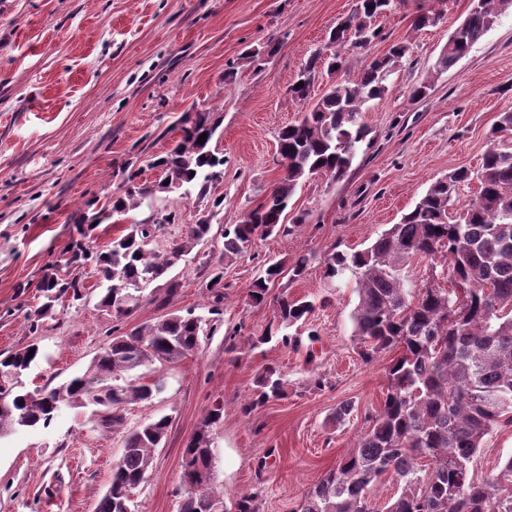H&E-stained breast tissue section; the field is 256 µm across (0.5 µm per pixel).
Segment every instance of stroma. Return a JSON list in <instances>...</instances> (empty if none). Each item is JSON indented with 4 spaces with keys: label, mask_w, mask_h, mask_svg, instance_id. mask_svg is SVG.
<instances>
[{
    "label": "stroma",
    "mask_w": 512,
    "mask_h": 512,
    "mask_svg": "<svg viewBox=\"0 0 512 512\" xmlns=\"http://www.w3.org/2000/svg\"><path fill=\"white\" fill-rule=\"evenodd\" d=\"M470 4L392 0L376 21L380 39L345 54V74L355 78L368 58L398 43L408 47L386 94L364 107L369 134L348 174L308 180L292 199L301 221L288 235L256 239L251 250L231 256L224 252L225 225L240 223L271 193L283 175L278 132L301 119L328 78L316 76L305 102L292 97L290 87L356 0H0V353L37 344L41 355L26 383L53 388L83 372L111 341L113 328L126 332L191 310L205 330L194 353L132 374L133 383L160 379L164 389L151 403L127 406L124 429H106L91 409L65 406L48 427L1 437L0 512H95L126 431L165 415L168 432L135 491V505L137 512H177L183 448L218 403L224 421L212 434L216 486L229 499L260 489V512H296L307 488L362 432L365 413L379 406L390 361L359 357L354 283L327 278L325 254L366 248L399 223L433 181L459 167L478 168L491 127L512 112V9L448 71L435 68ZM424 13L439 14V23L416 29ZM269 44L276 51L265 64L246 58V51ZM422 83L430 86L427 96L413 98V87ZM187 111L222 119L212 145L224 155L217 188L224 208L209 234L147 288L122 321L100 305L103 285L88 267L83 301L60 299L38 333H30L27 316L41 303L36 285L63 268L80 212L88 202L111 198L123 162L168 151ZM163 179L160 170H144L141 180L153 194L118 222L98 225L86 247H105L129 225L165 213L176 219L149 240V249L162 254L185 238L203 208L163 191ZM306 253L312 261L301 277L280 278L264 305L250 302L249 289L267 265H288ZM219 266L224 302L215 311L207 285ZM284 294L323 301L305 324L318 335L313 361L272 343L251 344L273 321ZM231 343L239 360L226 351ZM267 366L287 375L288 396L243 415L252 379ZM313 375L323 377L324 388L309 387ZM345 400L355 410L334 425L330 417ZM263 457L268 464L260 473ZM511 457L512 426H505L489 437L474 469L486 477Z\"/></svg>",
    "instance_id": "stroma-1"
}]
</instances>
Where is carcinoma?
I'll list each match as a JSON object with an SVG mask.
<instances>
[{
  "label": "carcinoma",
  "mask_w": 512,
  "mask_h": 512,
  "mask_svg": "<svg viewBox=\"0 0 512 512\" xmlns=\"http://www.w3.org/2000/svg\"><path fill=\"white\" fill-rule=\"evenodd\" d=\"M391 0H358L354 14L336 25L328 43V57L315 54L291 86L292 96L305 100L316 75L340 74L343 50H365L380 36L377 17ZM512 0H474L460 35L448 37L437 60L443 73L465 57L490 29ZM407 47L394 45L375 57L357 79L340 76L304 113L278 136V155L284 175L265 201L238 224L224 227V254L239 255L251 249L256 238L286 235L288 206L297 188L314 175L333 180L345 176L358 145L367 136L361 123L363 107L383 97L386 81ZM220 121L211 112H198L182 122L183 135L165 154L147 160L159 168L169 184L167 192H180L208 205L187 240L164 255L146 249L160 222L132 224L112 240L105 251H92L75 240L70 262L91 264L105 282L100 305L115 317L130 315L141 293L164 276L182 256L210 232L207 216L224 205L212 190L216 176L224 173V155L211 147ZM207 134L204 143L197 142ZM480 169L459 168L438 179L406 213L400 223L384 231L369 247L354 252L332 251L325 259L329 278L349 276L359 302L351 314L359 356L371 362L392 349L398 355L386 367L387 388L380 407L365 417L368 424L354 446L336 465L306 491L296 512H512V457L489 479L476 476L474 461L494 430L512 424V112H505L488 136ZM123 193L112 197L90 217L101 224L116 214L138 208L152 189L138 181L141 170L120 169ZM479 192L462 208H455L459 187L472 178ZM418 258L439 261L432 276L451 284L442 288L426 282L406 287V269ZM282 267L268 266L249 290L250 300L263 304L270 284ZM224 272L212 274L213 308L224 302ZM37 288L43 303L28 316L35 332L55 302L63 296L83 299L82 282L75 275L50 274ZM316 302L306 297H283L275 320L252 345L275 342L295 352L302 347L298 332L314 311ZM202 318L194 312L172 314L130 332L112 337V345L93 359L86 371L52 389H28L25 378L40 355L39 347L0 354V437L19 429L48 426L66 400L90 395L104 397V425L124 426V406L149 403L163 389L160 381L133 385L128 377L155 362L171 363L192 353L200 344ZM33 355H28V352ZM288 396V380L278 368L268 366L255 374L242 412L251 414L271 400ZM223 421V407L210 408L201 423L205 435ZM169 427L160 417L129 431L123 453L112 468L111 483L98 501L96 512H132L129 495L147 479L155 452ZM429 461L422 468L421 460ZM213 449L188 443L182 456L181 480L190 477L203 486L193 492L182 488L178 512H259V492H240L226 505L224 492L213 482ZM388 475L401 486L398 497L383 507L371 500V489Z\"/></svg>",
  "instance_id": "1"
}]
</instances>
